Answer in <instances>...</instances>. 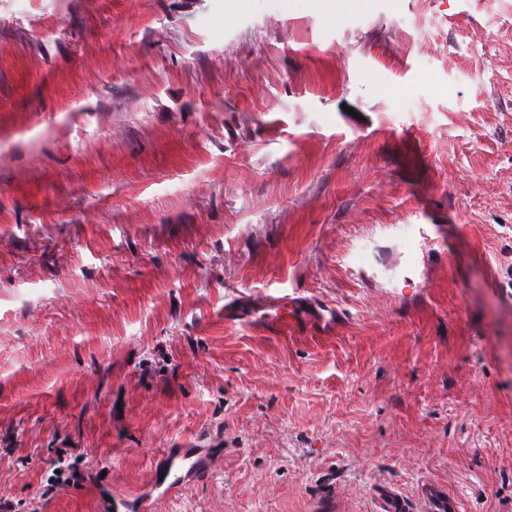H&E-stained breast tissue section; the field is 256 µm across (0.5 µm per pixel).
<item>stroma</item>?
<instances>
[{
	"mask_svg": "<svg viewBox=\"0 0 512 512\" xmlns=\"http://www.w3.org/2000/svg\"><path fill=\"white\" fill-rule=\"evenodd\" d=\"M187 445L151 512H512V0H0V497ZM162 457L157 481L153 483L154 490H160V497L174 495L189 480H206L213 461V454L204 448H167Z\"/></svg>",
	"mask_w": 512,
	"mask_h": 512,
	"instance_id": "35a3bbf8",
	"label": "stroma"
}]
</instances>
